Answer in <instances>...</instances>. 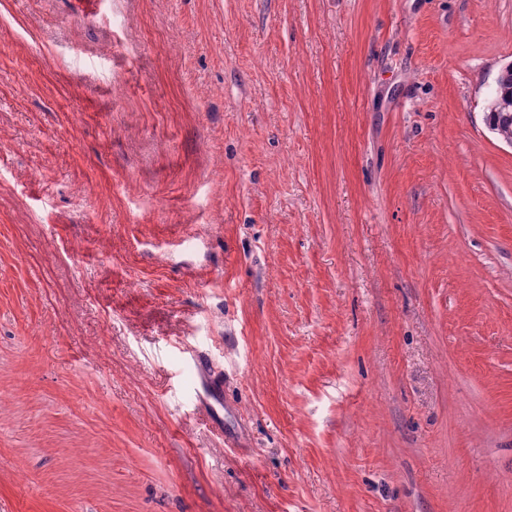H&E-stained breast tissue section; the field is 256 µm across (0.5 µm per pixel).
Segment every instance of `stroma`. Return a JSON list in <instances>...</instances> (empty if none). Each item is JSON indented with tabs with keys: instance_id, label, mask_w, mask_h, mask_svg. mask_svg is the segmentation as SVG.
Returning <instances> with one entry per match:
<instances>
[{
	"instance_id": "stroma-1",
	"label": "stroma",
	"mask_w": 512,
	"mask_h": 512,
	"mask_svg": "<svg viewBox=\"0 0 512 512\" xmlns=\"http://www.w3.org/2000/svg\"><path fill=\"white\" fill-rule=\"evenodd\" d=\"M510 64L512 0H0V512H512ZM488 123L506 142L512 143V67L496 79L494 96L489 102Z\"/></svg>"
}]
</instances>
